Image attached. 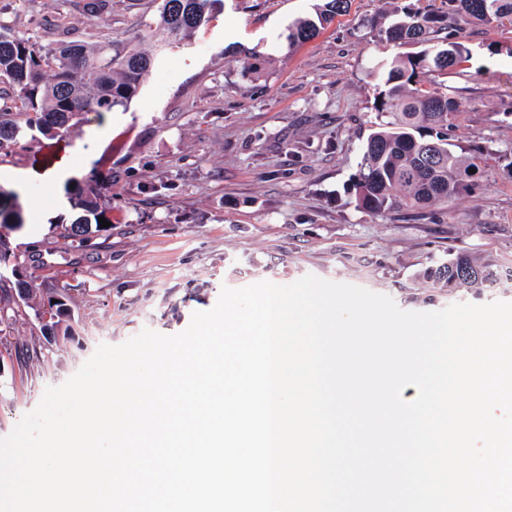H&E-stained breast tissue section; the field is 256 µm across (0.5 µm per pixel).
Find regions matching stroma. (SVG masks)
Instances as JSON below:
<instances>
[{
	"mask_svg": "<svg viewBox=\"0 0 512 512\" xmlns=\"http://www.w3.org/2000/svg\"><path fill=\"white\" fill-rule=\"evenodd\" d=\"M320 0H226L182 47L160 54L126 110L88 114L59 136L0 151V191L25 173L26 222L0 227L12 260L42 298L65 295L68 337L50 339L0 282V438L70 378L99 345L149 328L185 330L222 287L287 285L312 274L390 296L405 311L512 301V25H470L463 74L425 85L457 101L451 143L476 156V189L414 212L359 209L352 180L381 121L372 66L419 52L372 27L441 0H351L347 13L299 47L295 19ZM154 0H0V31L41 45L112 36L137 40ZM112 175V227L78 248L60 235L69 198ZM459 253L488 261L481 291L433 289L428 267Z\"/></svg>",
	"mask_w": 512,
	"mask_h": 512,
	"instance_id": "1",
	"label": "stroma"
}]
</instances>
